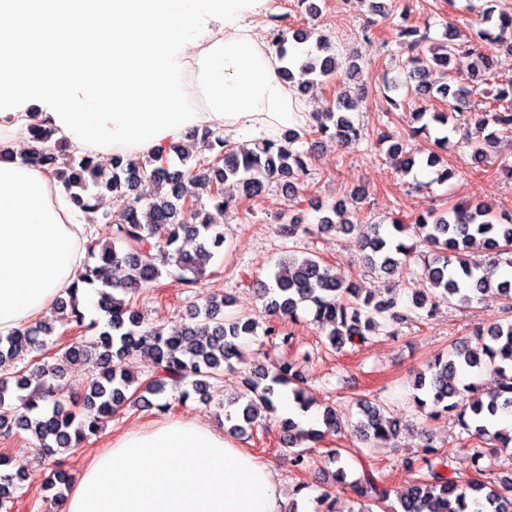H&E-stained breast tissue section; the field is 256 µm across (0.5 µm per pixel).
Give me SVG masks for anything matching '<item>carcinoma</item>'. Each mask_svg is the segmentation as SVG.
<instances>
[{
	"instance_id": "cac0c4a2",
	"label": "carcinoma",
	"mask_w": 512,
	"mask_h": 512,
	"mask_svg": "<svg viewBox=\"0 0 512 512\" xmlns=\"http://www.w3.org/2000/svg\"><path fill=\"white\" fill-rule=\"evenodd\" d=\"M498 0H485L481 21L494 22L492 28L465 31L450 23L444 41L428 48L431 57L422 53L428 40L416 26H400L398 37L408 38L411 56L403 63L405 80L394 81L387 89L404 88L407 94L441 100L448 111L428 112L422 108L411 113L408 136H423L432 141L425 165L435 169L440 183L456 176V170L442 164L448 153L449 128L484 130L495 126L489 134L470 141L472 160L477 167L489 160V150L499 135H512V78L497 82L493 105L485 114L470 111L469 100L481 84L494 73L492 59L475 49L485 42L505 46L512 51V42L504 43V34L512 36V12L496 10ZM312 32L297 29L292 38L277 34L272 42L278 58L284 62L279 74L289 89L301 92L319 78L331 79L339 68L333 46L322 37L310 41ZM472 59L466 78L456 86L432 80L439 71L448 75V64L454 58ZM356 109L351 94L342 90L324 112H312V123L306 128L289 129L276 140L261 139L231 145L218 132L205 128L194 131L189 141L173 146L180 167L167 156H154L144 161L123 160L112 156L110 164L99 156L76 155L60 141L51 150L34 149L26 160L51 170L71 192L73 201L94 213L93 224L109 229V240L101 245L90 240L87 248L92 263L84 265L77 276L78 285L68 298L56 304V321L41 319L14 334L0 338V366L22 363V367L0 376V436L10 437L23 431L36 441L40 454L51 458V470L43 479L47 490L67 486L71 476L65 468L64 455L78 448L99 433L106 419L118 409L133 404L140 408L155 407L160 412L170 404L160 401L167 388L181 390L182 400L190 392L208 403L224 374L238 358V345L246 336L257 335L254 321L240 323L224 318L226 297L209 295L204 303L192 309L168 330L144 329L137 310V298L143 287L160 281L163 275L174 276L188 286L198 283L215 255L224 252V232L212 223L206 203L223 211L232 200L224 197L222 188L231 182L239 196L254 199L262 196L269 184L281 177L300 179L308 174V154L296 143L312 135L327 138L339 146L358 144L365 139L356 123ZM378 143L387 145L386 156L395 169L409 174L417 166L407 142L388 132L378 135ZM213 154L208 158L205 153ZM144 180L155 186L153 195L144 198L136 193ZM125 201L118 215L101 209L103 193ZM333 216L320 218L316 225L299 223L295 218L284 227L288 237L299 233L316 236L336 231L347 233L362 228L363 247L368 249V267L382 275L396 273L410 277L412 254L423 245L429 250L424 260V277L430 294L417 290L412 304L417 309L435 308L440 302L468 304L478 296L493 293L512 313V281L494 278L495 258L512 253V217L509 223L497 221L493 206L473 198L456 203L446 211L424 209L414 214L408 224L400 220L388 232L378 224H353L345 218V203L330 207ZM195 243L193 250L182 248L181 242ZM482 249L494 260L481 263L471 253ZM97 288L98 305L103 312V327L95 336H85V318L79 310V285ZM256 290L264 300L265 312L278 319H296L300 311H308L312 322L328 330L331 348L364 344L379 334L381 324L375 316L387 317L395 323L410 320L398 309L396 298L376 299L362 294L355 281L327 265L311 253L288 250L277 264L271 281H259ZM77 331L79 335L54 336L55 322ZM476 345L454 347L447 355H436L429 370L414 381L418 394L413 401L421 412L437 417L454 412L466 432L509 450L512 432L497 428V416L512 411V321L472 332ZM52 352L55 363H39V357ZM140 355L153 359L155 371L150 379L141 381L135 373V360ZM88 365V373L80 399L66 407L60 403L52 411L43 407L54 400L57 388L53 380L62 378L65 366ZM480 368L494 375L490 383L469 382L459 385L461 376ZM300 374L293 365H281L273 375L256 367L243 378L244 393L230 398L227 406L236 407L226 413L230 431L243 435L253 428L262 412L273 405L281 388L292 386L295 402L302 409L314 405V399L302 386ZM362 418L356 432L377 445H387L397 434V421L384 414V407L370 401L361 404ZM324 429H306L292 418L284 421V444L296 449V465L306 468L312 458L301 444L318 441L329 432L342 430L336 410L325 408ZM27 478L23 466L11 465V459L0 453V509L10 512L20 483ZM355 493L373 503L387 500L385 490L370 469L353 480ZM388 512H512V476L464 480L451 467V453L430 448L422 465L410 478L397 504Z\"/></svg>"
}]
</instances>
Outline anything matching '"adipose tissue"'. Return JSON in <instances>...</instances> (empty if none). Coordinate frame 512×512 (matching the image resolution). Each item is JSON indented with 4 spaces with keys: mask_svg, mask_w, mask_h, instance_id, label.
Instances as JSON below:
<instances>
[{
    "mask_svg": "<svg viewBox=\"0 0 512 512\" xmlns=\"http://www.w3.org/2000/svg\"><path fill=\"white\" fill-rule=\"evenodd\" d=\"M269 0H0V335L67 296L86 212L25 163L35 118L75 154L161 153L193 129L273 138L305 106L249 23ZM270 465L197 417L131 428L83 463L61 512H284Z\"/></svg>",
    "mask_w": 512,
    "mask_h": 512,
    "instance_id": "ef3b65f1",
    "label": "adipose tissue"
}]
</instances>
